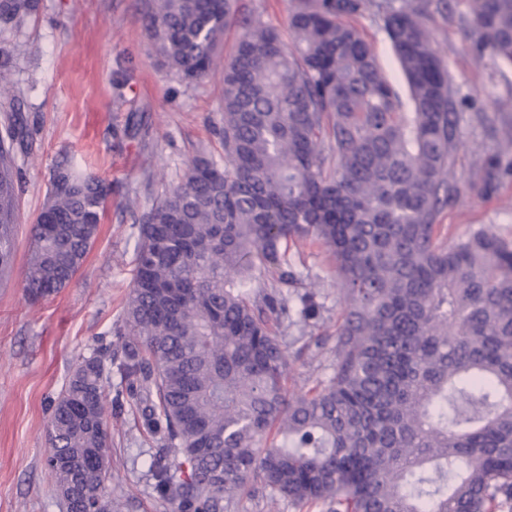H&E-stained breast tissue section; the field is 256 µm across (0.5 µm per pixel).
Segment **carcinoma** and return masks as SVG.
Instances as JSON below:
<instances>
[{"mask_svg": "<svg viewBox=\"0 0 512 512\" xmlns=\"http://www.w3.org/2000/svg\"><path fill=\"white\" fill-rule=\"evenodd\" d=\"M429 0H292L290 41L233 0H145L142 26L184 80L208 76L224 29V165L192 159L140 225L120 371L158 445L172 512H226L262 490L323 512H512V243L481 224L447 243L460 194L459 116L420 16ZM481 55L512 63V0H467ZM37 0H0V21ZM391 42L411 111L353 24ZM0 132V271L11 268L22 123ZM109 186L60 166L22 288L67 287ZM336 259L344 306L329 373L288 392L282 337L301 273L288 244ZM296 313L318 314L309 293ZM105 359L53 405L46 466L66 512H109Z\"/></svg>", "mask_w": 512, "mask_h": 512, "instance_id": "obj_1", "label": "carcinoma"}]
</instances>
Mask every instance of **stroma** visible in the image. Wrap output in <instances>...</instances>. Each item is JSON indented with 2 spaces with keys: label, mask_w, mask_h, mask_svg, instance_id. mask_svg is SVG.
Instances as JSON below:
<instances>
[{
  "label": "stroma",
  "mask_w": 512,
  "mask_h": 512,
  "mask_svg": "<svg viewBox=\"0 0 512 512\" xmlns=\"http://www.w3.org/2000/svg\"><path fill=\"white\" fill-rule=\"evenodd\" d=\"M429 7L423 22L453 79L462 147L456 175L466 190L440 215L448 239L480 224L512 242V65L473 50L466 0ZM144 0H39L35 14L0 22V63L23 119L18 156L15 260L0 274V512H63L44 460L54 400L83 358L123 357L125 304L141 217L182 182L193 157L222 160L212 133L224 113L221 68L195 81L163 66L146 36ZM400 96L408 89L384 31L356 22ZM68 166L112 185L97 238L71 284L34 301L21 280L33 249L32 226L54 170ZM315 281L319 319L277 328L291 357L285 385L296 391L323 378L331 356L314 339L332 336L343 306L335 260L322 246L289 250ZM106 416L112 445L105 484L112 512H170L152 490L157 445L117 368L108 373Z\"/></svg>",
  "instance_id": "35a3bbf8"
}]
</instances>
